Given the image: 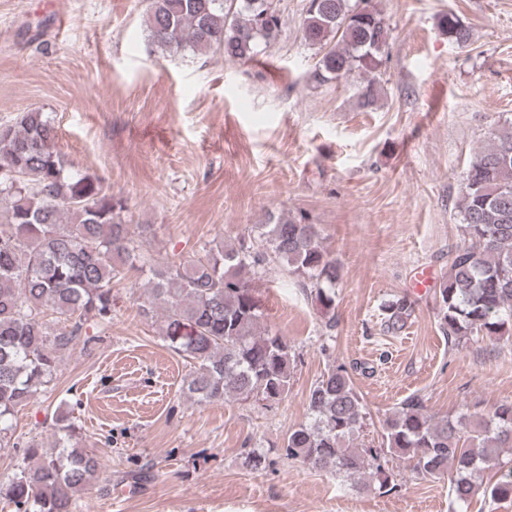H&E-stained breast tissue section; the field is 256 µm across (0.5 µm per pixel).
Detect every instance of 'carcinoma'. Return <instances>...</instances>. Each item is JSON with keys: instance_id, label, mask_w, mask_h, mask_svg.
<instances>
[{"instance_id": "cac0c4a2", "label": "carcinoma", "mask_w": 512, "mask_h": 512, "mask_svg": "<svg viewBox=\"0 0 512 512\" xmlns=\"http://www.w3.org/2000/svg\"><path fill=\"white\" fill-rule=\"evenodd\" d=\"M148 39L163 52L220 53L249 61L280 35L271 0H147ZM440 27L459 47L471 33L450 12ZM303 40L319 48L313 72L319 83L360 78L358 97L367 110L377 101L376 73L390 28L376 5L361 14L351 0H308ZM57 131L39 108L0 123V452L21 458L12 478L0 482V499L14 512H73L76 496L97 478L100 460L80 445L69 416L56 417L54 441H12V417L47 392L65 352L84 324L112 321V284L130 272L144 281L142 314H162L161 335L176 353L191 358L184 390L200 403L233 399L279 404L291 387L295 352L265 322L254 276L276 260L300 278L327 316L335 306L338 269L321 230L302 217L267 216L244 237L212 241L190 259L156 262L143 242L154 224L131 229L127 199L96 176L74 169L57 149ZM459 224L467 243L448 253V270L434 290L440 329L448 344L470 336H500L512 325V119L496 122L463 175ZM414 302L395 297L383 305L388 331L410 323ZM60 326L51 328L48 314ZM308 421L288 431L286 458L358 483L368 469L378 490L401 484L385 471L387 457L414 461L424 477L453 469L454 502L463 507L478 493L512 497V470L484 484L485 471L512 448V403L487 415L436 417L421 399L401 403L383 424L378 447L356 441L366 413L347 368L331 364L311 387ZM251 470L268 467L257 448L244 451Z\"/></svg>"}]
</instances>
